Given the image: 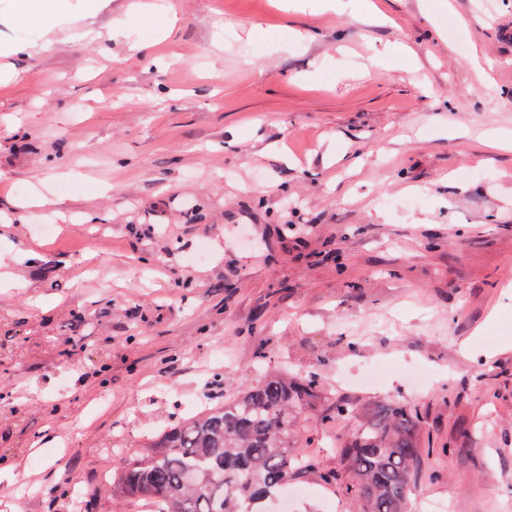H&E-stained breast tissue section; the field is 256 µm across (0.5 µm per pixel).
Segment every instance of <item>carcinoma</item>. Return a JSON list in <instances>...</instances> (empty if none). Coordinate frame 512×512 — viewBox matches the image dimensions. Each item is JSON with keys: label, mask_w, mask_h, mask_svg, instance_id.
<instances>
[{"label": "carcinoma", "mask_w": 512, "mask_h": 512, "mask_svg": "<svg viewBox=\"0 0 512 512\" xmlns=\"http://www.w3.org/2000/svg\"><path fill=\"white\" fill-rule=\"evenodd\" d=\"M320 391L310 377L263 376L224 404L159 432L112 491L147 500L154 512H269L270 496L279 500L288 489L284 478L319 469L316 459L300 461L288 448ZM332 414L356 421L341 455L353 474L345 492L358 512H406L423 454L417 410L382 403L363 412L338 404L321 421Z\"/></svg>", "instance_id": "1"}]
</instances>
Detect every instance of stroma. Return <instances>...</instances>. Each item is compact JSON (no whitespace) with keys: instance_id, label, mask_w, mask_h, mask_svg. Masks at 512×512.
<instances>
[{"instance_id":"1","label":"stroma","mask_w":512,"mask_h":512,"mask_svg":"<svg viewBox=\"0 0 512 512\" xmlns=\"http://www.w3.org/2000/svg\"><path fill=\"white\" fill-rule=\"evenodd\" d=\"M130 2L0 0V512H153L113 476L266 370L414 407L408 512H512V0ZM317 416L288 512H354ZM56 0H24L21 1L20 9L31 23H40L48 12L53 11Z\"/></svg>"}]
</instances>
